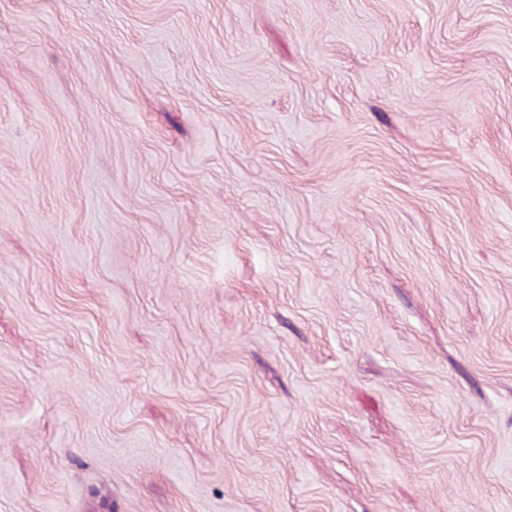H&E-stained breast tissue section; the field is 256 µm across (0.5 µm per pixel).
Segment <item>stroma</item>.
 <instances>
[{
    "label": "stroma",
    "mask_w": 512,
    "mask_h": 512,
    "mask_svg": "<svg viewBox=\"0 0 512 512\" xmlns=\"http://www.w3.org/2000/svg\"><path fill=\"white\" fill-rule=\"evenodd\" d=\"M0 512H512V0H0Z\"/></svg>",
    "instance_id": "stroma-1"
}]
</instances>
